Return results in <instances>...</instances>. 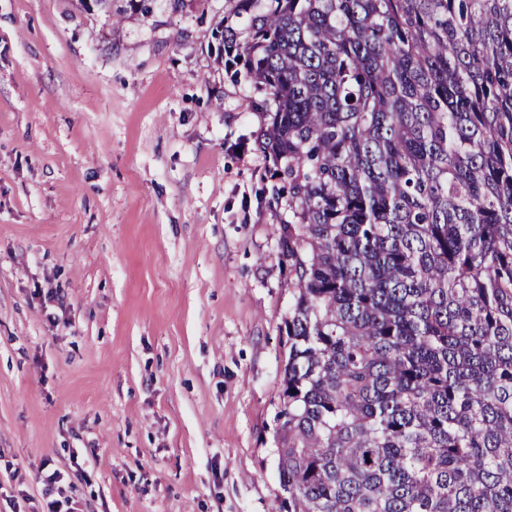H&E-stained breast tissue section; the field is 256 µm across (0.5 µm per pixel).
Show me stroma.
I'll return each mask as SVG.
<instances>
[{"mask_svg":"<svg viewBox=\"0 0 512 512\" xmlns=\"http://www.w3.org/2000/svg\"><path fill=\"white\" fill-rule=\"evenodd\" d=\"M226 17L0 0V512L54 469L79 512H282L288 206Z\"/></svg>","mask_w":512,"mask_h":512,"instance_id":"stroma-1","label":"stroma"}]
</instances>
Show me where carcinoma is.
Returning <instances> with one entry per match:
<instances>
[{
    "label": "carcinoma",
    "instance_id": "1",
    "mask_svg": "<svg viewBox=\"0 0 512 512\" xmlns=\"http://www.w3.org/2000/svg\"><path fill=\"white\" fill-rule=\"evenodd\" d=\"M228 2L288 195V512H512V0Z\"/></svg>",
    "mask_w": 512,
    "mask_h": 512
}]
</instances>
